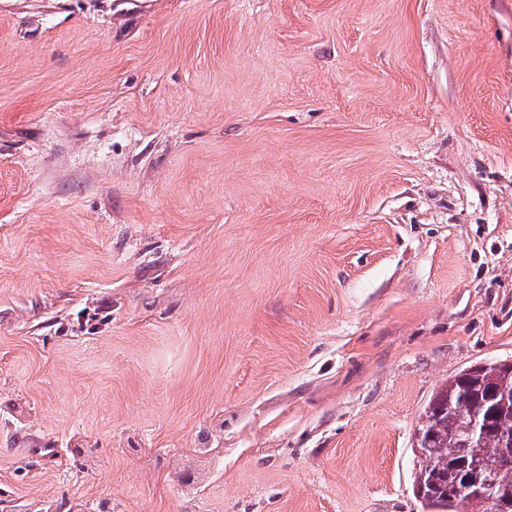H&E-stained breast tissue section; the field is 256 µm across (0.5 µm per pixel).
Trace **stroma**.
Returning <instances> with one entry per match:
<instances>
[{
  "mask_svg": "<svg viewBox=\"0 0 512 512\" xmlns=\"http://www.w3.org/2000/svg\"><path fill=\"white\" fill-rule=\"evenodd\" d=\"M512 361V0H0V512H423ZM505 361L480 362L462 369L436 387L418 415L412 437L416 461L413 489L424 512H503L496 492L512 498V367ZM486 427L470 435L473 423ZM477 457L495 483L477 463L464 464L454 487L451 465L462 457ZM457 498L474 497L461 506Z\"/></svg>",
  "mask_w": 512,
  "mask_h": 512,
  "instance_id": "35a3bbf8",
  "label": "stroma"
}]
</instances>
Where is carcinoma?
Segmentation results:
<instances>
[{
  "instance_id": "carcinoma-1",
  "label": "carcinoma",
  "mask_w": 512,
  "mask_h": 512,
  "mask_svg": "<svg viewBox=\"0 0 512 512\" xmlns=\"http://www.w3.org/2000/svg\"><path fill=\"white\" fill-rule=\"evenodd\" d=\"M482 422L486 431L473 437ZM512 368L501 361L462 369L436 387L418 415L412 437L413 489L425 512H492L481 497L460 504L452 464L482 461L502 494H512Z\"/></svg>"
}]
</instances>
